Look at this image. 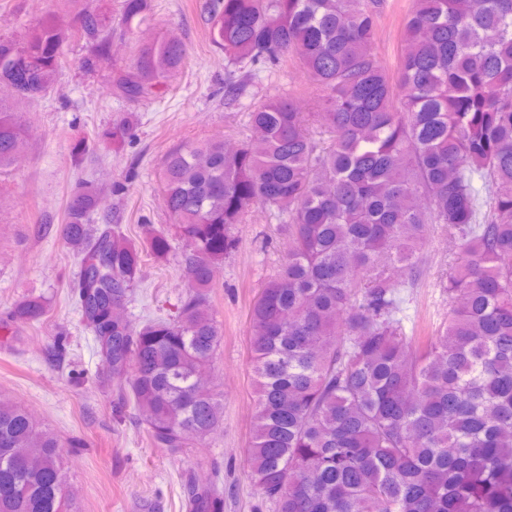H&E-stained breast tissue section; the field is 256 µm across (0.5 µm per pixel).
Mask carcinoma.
I'll return each instance as SVG.
<instances>
[{"label":"carcinoma","instance_id":"obj_1","mask_svg":"<svg viewBox=\"0 0 512 512\" xmlns=\"http://www.w3.org/2000/svg\"><path fill=\"white\" fill-rule=\"evenodd\" d=\"M0 39V169L24 153L19 112L54 92L71 43L88 70L112 67L110 94L160 99L186 58L171 32L112 66V38L152 21L149 0L112 17L67 0ZM383 0H205L224 51V92L293 61L321 92L302 112L292 93L248 110L252 135L187 140L162 162L171 229L132 240L97 214L101 188L81 182L63 235L80 258L74 285L123 400L157 448H207L224 398L199 379L224 329L210 307L214 270L256 207L288 225L279 272L250 313L255 390L246 455L275 512H512V0H412L396 74L375 50ZM133 117L95 132L131 143ZM479 176L488 195L473 186ZM448 235L443 326L417 343L398 317L415 286L417 249L433 225ZM185 244L189 292L173 315L116 314L143 281L146 258ZM409 270L389 275V264ZM38 298L15 312L38 322ZM79 448L0 402V512H67L60 449ZM190 512H224V477L188 487Z\"/></svg>","mask_w":512,"mask_h":512}]
</instances>
